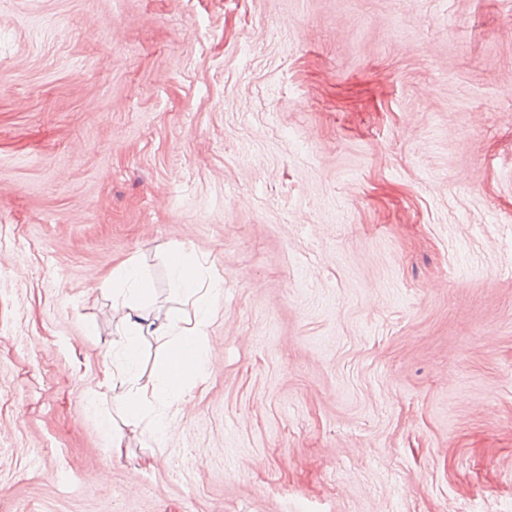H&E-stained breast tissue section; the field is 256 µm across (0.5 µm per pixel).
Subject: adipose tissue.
<instances>
[{
    "instance_id": "obj_1",
    "label": "adipose tissue",
    "mask_w": 512,
    "mask_h": 512,
    "mask_svg": "<svg viewBox=\"0 0 512 512\" xmlns=\"http://www.w3.org/2000/svg\"><path fill=\"white\" fill-rule=\"evenodd\" d=\"M117 281L119 286L113 289L112 300L121 312L123 333L114 342L112 364L103 369L101 383L127 386L119 408L125 426L138 428L149 416L161 425L169 415L181 412L179 393L183 386L203 377L208 369L207 329L216 310L207 300L208 289L186 274L180 277L184 294L201 300L195 324L190 328L184 327L180 310L173 309L162 316L149 311L150 290L135 262L120 269ZM146 335L165 338L169 350L156 365V383L142 387L134 369L140 358V340Z\"/></svg>"
}]
</instances>
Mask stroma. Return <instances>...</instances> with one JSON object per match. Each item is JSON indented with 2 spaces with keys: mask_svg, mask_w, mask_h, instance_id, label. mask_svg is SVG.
<instances>
[{
  "mask_svg": "<svg viewBox=\"0 0 512 512\" xmlns=\"http://www.w3.org/2000/svg\"><path fill=\"white\" fill-rule=\"evenodd\" d=\"M176 252L152 441L112 273ZM0 512H512V0H0ZM181 288L188 297L198 295L200 304L195 324L191 328L183 326L180 310L173 309L164 316L148 310L150 288L143 279L137 264L129 261L118 272L116 280L123 288L112 289V300L120 310L123 334L112 341V370L110 360L105 362L101 385L116 388L128 386V391L120 403L119 413L125 426L136 430L149 415L156 419L159 432L170 414L182 411L179 392L190 380L203 377L209 366L206 346L207 329L215 316L213 304L204 299L210 294L209 288L183 272L179 274ZM126 286V288H124ZM165 338L169 344L168 353L156 365L157 382L152 386H138L134 369L140 358V339L145 336ZM117 351L114 353L115 349ZM188 348L193 357L190 368L184 369L177 355Z\"/></svg>",
  "mask_w": 512,
  "mask_h": 512,
  "instance_id": "stroma-1",
  "label": "stroma"
}]
</instances>
